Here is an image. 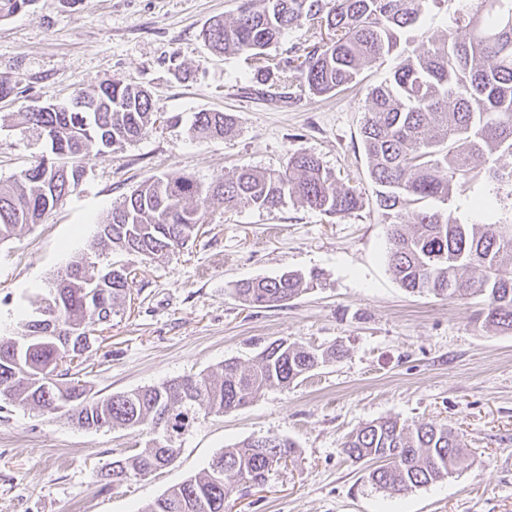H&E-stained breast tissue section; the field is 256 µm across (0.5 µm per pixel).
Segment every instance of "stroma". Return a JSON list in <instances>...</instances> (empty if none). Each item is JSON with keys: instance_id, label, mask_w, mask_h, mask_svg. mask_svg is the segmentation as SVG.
<instances>
[{"instance_id": "35a3bbf8", "label": "stroma", "mask_w": 512, "mask_h": 512, "mask_svg": "<svg viewBox=\"0 0 512 512\" xmlns=\"http://www.w3.org/2000/svg\"><path fill=\"white\" fill-rule=\"evenodd\" d=\"M477 0H429L418 37H443ZM241 0H36L0 20V182L49 155L15 113L45 100L66 102L106 78L144 86L167 120L112 153L84 158L82 182L45 218L0 243V335L28 319L49 281L78 257L125 265L132 300L84 356L79 378L100 398L183 376L249 363L284 338L344 354L288 387L266 389L235 411H199L175 442L172 464L142 479L95 483L120 449L145 437L85 429L67 414L0 401V512H138L198 475L220 450L279 436L297 453L264 486L238 489L225 512H512V332L483 328L479 300L413 295L387 268L386 218L376 205L361 128L367 92L397 64L387 57L335 94L273 103L252 83L242 55L217 56L202 32L232 21ZM189 69L175 78L172 62ZM230 112L235 132L191 139L199 112ZM315 154L361 207L329 216L287 202L272 210L209 208L195 241L164 259L95 255L97 223L143 181L163 174L209 180L240 167L279 168L287 156ZM461 222L512 218V189L491 212L468 196L448 204ZM323 272L322 287L273 308H249L233 294L241 280L285 271ZM395 418L447 423L465 441V463L444 480L390 496L369 467L341 451L366 423Z\"/></svg>"}]
</instances>
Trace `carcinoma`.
Segmentation results:
<instances>
[{
	"instance_id": "1",
	"label": "carcinoma",
	"mask_w": 512,
	"mask_h": 512,
	"mask_svg": "<svg viewBox=\"0 0 512 512\" xmlns=\"http://www.w3.org/2000/svg\"><path fill=\"white\" fill-rule=\"evenodd\" d=\"M35 0H0V19L28 9ZM427 0H243L231 22L216 20L205 30L210 48L246 55L270 100H300L348 87L364 67L396 56L390 78L369 92V116L361 129L376 203L390 218L388 266L410 294L484 302V324L512 331V224L461 222L446 204L480 185L471 199L484 213L492 193L512 187V170L497 165L512 155V0H477L473 13L441 39L414 49ZM331 37L306 39L276 61L266 49L294 26ZM82 103L46 101L17 113L18 124L50 144L54 161L41 160L0 182V242L45 217L86 174L81 159L104 156L145 136L163 118L144 87L111 79ZM237 126L230 112H198L189 128L194 139H218ZM483 161L477 165L476 161ZM292 200L326 215L359 209V195L340 188L311 153H294L280 170L243 168L201 181L165 175L141 183L98 224L92 247L162 259L184 248L207 223V206L271 210ZM437 205H429V202ZM89 270L86 258L72 261L18 336H0V400L53 414L59 409L86 429L121 428L150 434L161 415L172 412L182 434L195 408L226 413L253 401L264 389L288 387L339 351H322L286 339L269 343L245 367L227 359L220 376L199 374L91 399L68 380L62 365L82 364L83 340L109 322L131 297L133 279L124 266L112 274ZM321 286V273L286 272L239 282L234 293L252 308L280 306ZM250 438L217 454L199 476L169 489L141 512H224L238 487L265 482L273 464L288 461L295 444L287 439ZM464 444L448 425H411L386 418L367 423L342 443L352 462L376 461L368 480L391 495L448 477L463 458ZM170 446L150 439L126 448L96 481L121 482L165 467Z\"/></svg>"
}]
</instances>
